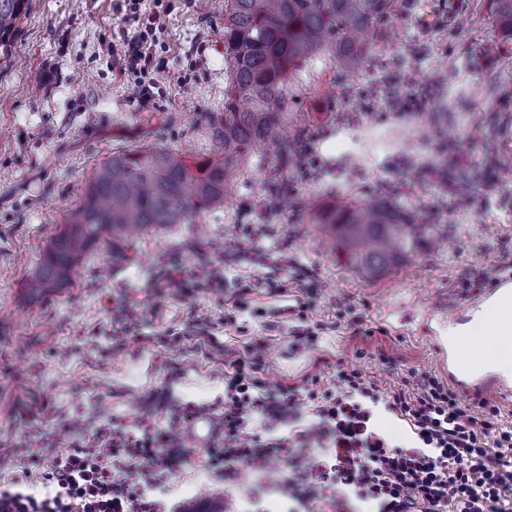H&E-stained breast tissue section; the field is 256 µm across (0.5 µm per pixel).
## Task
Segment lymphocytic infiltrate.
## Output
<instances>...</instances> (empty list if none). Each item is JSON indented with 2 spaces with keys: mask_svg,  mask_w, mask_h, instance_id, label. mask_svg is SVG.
<instances>
[{
  "mask_svg": "<svg viewBox=\"0 0 512 512\" xmlns=\"http://www.w3.org/2000/svg\"><path fill=\"white\" fill-rule=\"evenodd\" d=\"M123 27L109 42L107 66L136 79L149 100L158 83L154 49L166 31L161 12L144 0H114ZM433 98L429 83L397 75L382 109L420 112ZM162 292L206 288L223 295L224 315L214 321L194 317L207 333L215 324L231 325L248 312L251 285L225 294L218 268L192 269L170 263L157 282ZM264 345L251 358L234 360L224 375V437L205 452L211 477L233 486L239 465L285 469L277 489L290 512H314L318 500L335 503L336 512H512V430L487 400L459 403L437 377L411 371L412 392L385 391L358 367L338 364L333 387L317 375L301 383L268 390L259 372ZM168 405L156 392L145 400L146 413L134 424H103L91 436L60 450L57 438L38 449L19 447L18 456L43 465L41 493L27 479L0 486V512H168L167 479L182 465L156 420ZM405 421L417 437L414 446L393 443L375 428V408ZM262 419L264 433L251 424ZM495 442H488V435Z\"/></svg>",
  "mask_w": 512,
  "mask_h": 512,
  "instance_id": "obj_1",
  "label": "lymphocytic infiltrate"
}]
</instances>
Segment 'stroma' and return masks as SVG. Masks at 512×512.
<instances>
[{
	"mask_svg": "<svg viewBox=\"0 0 512 512\" xmlns=\"http://www.w3.org/2000/svg\"><path fill=\"white\" fill-rule=\"evenodd\" d=\"M14 54L0 60V481L22 468L17 445L41 447L71 419L93 429L126 423L143 399L167 391L159 417L174 430L185 407L218 415L224 408V365L273 337L261 377L269 387L320 375L330 386L337 363L356 365L379 388L404 385L413 370L447 380L433 340L463 322L484 291L464 283L485 268L512 276V40L494 33L487 0H405L402 13L379 26L373 58H409L411 75L437 95L422 112H350L366 91L369 70L351 78L333 61L303 65L291 85L288 132H303L305 165L288 173V209L267 212L276 156L267 147L245 168L235 196L198 224L104 243L79 267L71 287L30 298L23 286L64 213L79 201L94 166L112 153L153 145L193 154L212 150L210 118L224 111V0H169L165 47L155 57L159 88L141 101L129 78L107 68L105 49L122 27L112 0H29ZM186 76L177 84L176 76ZM471 186L461 211L441 199L419 171ZM404 179L401 206H438L442 247L400 259L368 279L326 243L309 214L332 187L345 200L381 197V181ZM265 225L257 245H239V227ZM287 242V256L277 246ZM219 265L226 291L260 280L250 296L261 317L239 316L210 337H187L194 316L220 317L224 303L209 290L151 299L164 261ZM283 292L270 290V283ZM316 289L311 313L326 328L309 345L294 344L295 306ZM144 310L143 333L113 346L112 300ZM353 305L361 328L338 321ZM181 333L160 346L156 337ZM169 481L181 512L200 501L220 507L224 487L208 479L202 451Z\"/></svg>",
	"mask_w": 512,
	"mask_h": 512,
	"instance_id": "1",
	"label": "stroma"
}]
</instances>
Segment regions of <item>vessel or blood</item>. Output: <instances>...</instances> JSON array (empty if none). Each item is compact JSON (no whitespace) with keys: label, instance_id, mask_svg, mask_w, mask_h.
Returning a JSON list of instances; mask_svg holds the SVG:
<instances>
[{"label":"vessel or blood","instance_id":"obj_1","mask_svg":"<svg viewBox=\"0 0 512 512\" xmlns=\"http://www.w3.org/2000/svg\"><path fill=\"white\" fill-rule=\"evenodd\" d=\"M448 355L456 369L452 380L460 393L468 396L489 392L503 397L512 392V382L495 372L485 350L452 340L448 343ZM178 431L194 447L211 448L217 444L223 426L218 417L199 413L180 424Z\"/></svg>","mask_w":512,"mask_h":512}]
</instances>
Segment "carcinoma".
I'll use <instances>...</instances> for the list:
<instances>
[{"label":"carcinoma","instance_id":"obj_1","mask_svg":"<svg viewBox=\"0 0 512 512\" xmlns=\"http://www.w3.org/2000/svg\"><path fill=\"white\" fill-rule=\"evenodd\" d=\"M27 0H0V57L11 54ZM403 0H224V114L210 121L215 146L205 157L148 146L96 165L81 200L51 238L24 287L35 297L73 282L76 267L103 240L196 224L224 207L233 176L269 144L278 146V177L292 168L302 135L288 141V85L303 64L323 56L347 76L370 55L373 28ZM493 30L512 39V0H489ZM333 249L367 277L387 271L426 241L431 225L414 211L377 200L333 197L312 216Z\"/></svg>","mask_w":512,"mask_h":512}]
</instances>
